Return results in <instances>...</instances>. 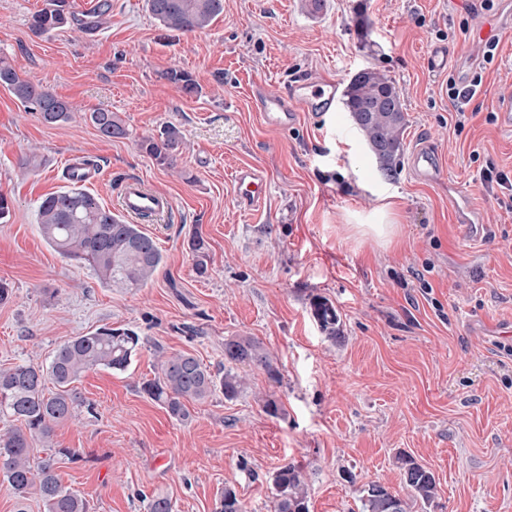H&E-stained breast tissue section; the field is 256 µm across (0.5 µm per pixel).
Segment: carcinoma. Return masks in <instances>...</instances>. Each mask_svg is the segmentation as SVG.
<instances>
[{"instance_id": "carcinoma-1", "label": "carcinoma", "mask_w": 512, "mask_h": 512, "mask_svg": "<svg viewBox=\"0 0 512 512\" xmlns=\"http://www.w3.org/2000/svg\"><path fill=\"white\" fill-rule=\"evenodd\" d=\"M146 7L167 33H192L209 28L224 13V0H145ZM71 15L69 0H45L44 7L29 20L33 33L44 36L64 27ZM167 78L186 94L197 85L188 72L172 69ZM0 85L7 87L30 112L46 124H59L72 118L73 107L39 84L21 77L14 68L0 61ZM343 104L362 133L379 165L392 170L401 148L406 119L395 83L386 75L365 69L350 80ZM98 131L107 138L128 136V129L114 113H90ZM183 140L181 130L169 124L158 135L142 138L140 149L157 165L170 168ZM40 231L47 244L62 257L94 268L103 282L114 288H141L152 280L163 261L154 240L139 225L128 224L104 208L97 198L71 190L46 196L38 207ZM197 275L208 272L209 248L200 234L189 242ZM313 315L330 337H336V307L317 298ZM141 346V338L130 329L103 326L62 344L48 365L17 364L0 369V416L21 422L0 434V480L17 498L16 512H26L28 490L36 485L46 512H88L85 499L64 488L55 472V459L34 461L33 444L49 442L55 426L70 419L81 405L71 388L85 372L105 367L123 372L129 368ZM224 359L231 367L216 377L199 359L189 353L163 357L157 375L144 383L143 392L162 405L174 418L184 420L189 413L183 400H202L220 390L227 399L237 397L245 379L241 367H260L273 382L280 381L261 345L249 338L227 339ZM55 391L45 392L47 383ZM402 489L407 497L379 483L370 482L362 490L361 512H410L412 502L431 505L437 498V479L425 465L409 454L396 457ZM274 512H309L308 487L301 467L284 464L272 474ZM216 512H249L246 503L232 487L224 488Z\"/></svg>"}]
</instances>
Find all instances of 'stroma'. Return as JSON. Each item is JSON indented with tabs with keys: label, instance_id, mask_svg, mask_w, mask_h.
Instances as JSON below:
<instances>
[{
	"label": "stroma",
	"instance_id": "1",
	"mask_svg": "<svg viewBox=\"0 0 512 512\" xmlns=\"http://www.w3.org/2000/svg\"><path fill=\"white\" fill-rule=\"evenodd\" d=\"M93 34L68 25L36 36L44 0H0V59L77 110L48 125L0 86V193L11 201L0 223V368L48 364L64 342L101 326L135 331L142 345L124 372L98 368L77 382L83 400L54 430L61 484L88 512H148L168 498L172 512H214L225 486L250 512H271V475L299 465L309 512H360L361 490H400L399 453L433 470V505L411 512H512V212L482 183L487 164L512 172V127L490 117L512 94V39L492 64L470 63L482 84L456 129L448 83L468 61L476 25L496 18L480 0H224L206 30L168 35L145 0H110ZM448 45L446 71L427 67L432 46ZM189 72L183 93L169 70ZM374 69L401 93L406 126L392 173H384L344 107L323 118L268 128L259 93H286L297 77L346 88ZM116 113L129 134L102 136L89 112ZM167 124L183 133L175 164L162 168L139 140ZM438 154L442 175L419 180L411 157ZM81 154L101 169L89 188L116 209L120 182L143 180L173 202L168 216L141 221L164 263L141 288H114L97 271L60 256L43 239L37 210L70 190L64 159ZM36 156L37 169L26 156ZM260 170V211L236 200L235 169ZM472 201L486 231L467 233L454 200ZM390 210L397 233L382 246L358 236L355 217ZM201 234L209 269L198 276L188 248ZM432 263L424 292L413 276ZM340 318L329 338L312 314L315 297ZM258 341L281 373L272 382L247 370L240 395L186 403L180 421L142 391L160 357L185 352L212 373L224 342ZM273 399L281 407L264 409Z\"/></svg>",
	"mask_w": 512,
	"mask_h": 512
}]
</instances>
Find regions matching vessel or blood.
Returning a JSON list of instances; mask_svg holds the SVG:
<instances>
[{
	"label": "vessel or blood",
	"instance_id": "1",
	"mask_svg": "<svg viewBox=\"0 0 512 512\" xmlns=\"http://www.w3.org/2000/svg\"><path fill=\"white\" fill-rule=\"evenodd\" d=\"M512 34V12L504 13L492 24L490 31H483L473 41L475 54H483L484 45L490 32ZM336 84L329 79L300 80L288 95H258L256 107L267 126L280 128L297 122L301 114L332 112L336 109ZM412 167L422 178H435L439 171L437 157L429 150H417L412 156ZM235 188L238 203L245 208L261 205L266 196V179L258 171L244 167L235 174ZM122 209L132 217L143 214L161 215L172 207L169 198L156 193L138 179L127 180L120 195Z\"/></svg>",
	"mask_w": 512,
	"mask_h": 512
}]
</instances>
